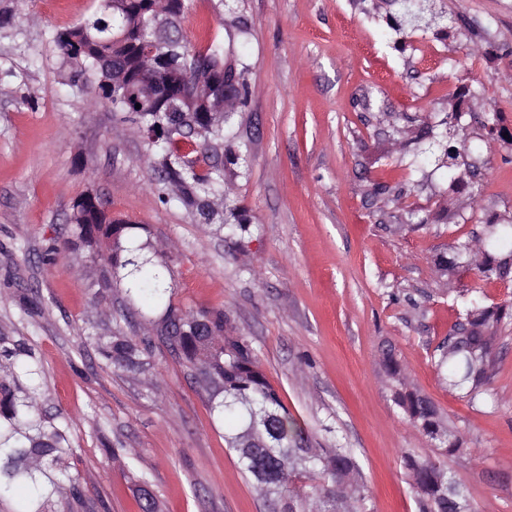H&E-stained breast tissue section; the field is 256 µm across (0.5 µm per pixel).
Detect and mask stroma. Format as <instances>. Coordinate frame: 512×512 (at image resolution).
<instances>
[{
	"label": "stroma",
	"mask_w": 512,
	"mask_h": 512,
	"mask_svg": "<svg viewBox=\"0 0 512 512\" xmlns=\"http://www.w3.org/2000/svg\"><path fill=\"white\" fill-rule=\"evenodd\" d=\"M444 3L448 27L417 31L397 50L385 23L393 0L368 14L354 0H189L190 44L234 41L248 64L231 143L246 161L224 172L251 222L238 247L161 204L134 124L90 105L91 85L72 86L51 34L89 16L94 0H31L0 33V329L32 337L44 406L74 421L73 464L95 512H139L137 477L106 445L138 451L159 512L269 503L227 450L208 393L161 341L142 368L119 372L86 345L91 327L156 330L123 291L93 304L100 265L43 259L88 192L171 244L172 303L224 309L314 441L356 450L367 512H419L402 456L431 449L380 377L388 346L462 439L445 463L475 512H512V320L475 398L449 389L432 362L460 319L462 290L512 303V278H480L463 249L487 219H512V143L465 154L478 175L456 188L445 170L415 162L428 146L421 130L441 133L456 104L469 136L492 111L512 132V0ZM463 87L472 93L460 103ZM376 180L410 193L373 195ZM440 253L457 256L454 273L436 270ZM29 290L43 305L24 318L12 297Z\"/></svg>",
	"instance_id": "obj_1"
}]
</instances>
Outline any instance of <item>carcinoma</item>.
<instances>
[{
  "mask_svg": "<svg viewBox=\"0 0 512 512\" xmlns=\"http://www.w3.org/2000/svg\"><path fill=\"white\" fill-rule=\"evenodd\" d=\"M96 12L87 20L51 34L63 58L72 64L75 76L95 78L92 103L108 104L126 115L148 140L153 168L163 184L162 202H177L195 209L204 226L224 232L239 244L249 225L239 213L224 181V168L209 159L232 131L237 109L204 116L206 89L213 79L241 87L238 106L246 105L249 88L247 65L233 43L213 40L197 49L184 37L183 14L166 20L168 36L161 50L169 63L157 74L147 69L143 51L155 42L156 16L145 0H96ZM27 0H10L0 7V30L12 26ZM397 12L388 16V27L399 45L411 31L427 24L426 0H397ZM193 52L201 58L198 71L200 94L188 104L180 98L184 73L183 56ZM165 84L170 102L156 103L145 94L153 80ZM142 99L141 108L132 105ZM197 113L198 131L179 138L184 111ZM501 114L484 117L485 146L501 133ZM433 146L448 158V176L459 182L464 174L455 171L465 144L448 143L436 136ZM195 158H189V154ZM206 167H199V162ZM224 209L218 217L217 208ZM219 224H214L215 218ZM495 226L493 235L469 248L470 262L481 276L498 275L496 252L512 247V221ZM140 224H129L108 214L102 204L80 196L74 206L69 238L63 246L52 245L47 259L64 256L72 265L84 260L101 263L97 282L100 300L112 290V281L126 287L129 298L152 305L158 315V336L166 347L196 377V382L213 389L211 411L224 424V440L243 470L254 482L270 480L264 493L272 497L276 512H366L362 476L351 448H316L304 427L283 404L277 390L267 381L258 355L240 336L233 335L229 315L222 308H182L165 295L171 289L167 251L142 238ZM462 321L471 327V343L484 351L486 368L471 361L464 347L441 351L436 366L448 387L474 397L490 377L496 361V337L482 339L483 328L512 316V304L485 306L475 298L463 301ZM87 339L114 370H136L151 354L152 340L115 334L108 338L88 333ZM385 377L392 385L394 404L405 418L444 457L463 450V442L445 425L432 400L408 388L394 350L382 351ZM44 371L35 358L32 339L0 331V505L11 501L17 488L27 490L26 504L17 512H73L87 507L80 478L71 473L75 455L70 438V421L60 412L44 409ZM409 485L420 512H474L448 468L431 455L409 452L403 456Z\"/></svg>",
  "mask_w": 512,
  "mask_h": 512,
  "instance_id": "1",
  "label": "carcinoma"
}]
</instances>
